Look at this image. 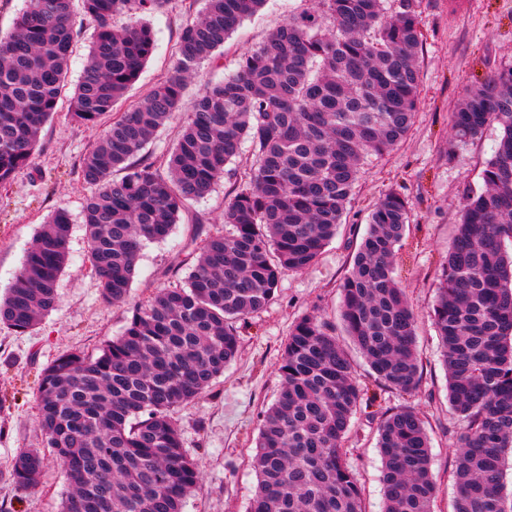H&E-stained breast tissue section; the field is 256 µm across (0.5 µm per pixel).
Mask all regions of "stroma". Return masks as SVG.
I'll return each mask as SVG.
<instances>
[{"label": "stroma", "instance_id": "1", "mask_svg": "<svg viewBox=\"0 0 512 512\" xmlns=\"http://www.w3.org/2000/svg\"><path fill=\"white\" fill-rule=\"evenodd\" d=\"M304 7V0H267L223 51L200 62L197 78L187 85L186 101H193L207 84L223 81L235 70L241 52L260 45ZM202 10L203 0H169L165 10L151 17L155 49L129 93L130 100L143 99L167 78L182 28ZM421 27L419 101L405 141L389 154L366 159L339 231L317 262L281 277L274 302L238 322V357L199 399L171 412L186 454L199 463V478L185 500L184 512H247L257 485L252 460L261 415L281 385L278 366L288 331L312 310L339 326L341 284L368 231L370 210L390 192L404 196L411 211L396 277L417 318L425 385L411 398L377 389L364 358L351 351L357 379L376 388L377 400L361 405L354 415L345 443L347 459L361 486L365 512H383L378 419L386 408L413 406L430 436L437 487L434 510L452 512L456 495L452 449L464 424L449 409L448 382L431 313L440 265L460 210L467 197L483 186L482 170L500 128L490 126L480 139L460 144L453 139L451 112L467 88L490 72L512 66V0H466L455 13L449 11L448 0H423ZM76 30L67 85L57 112L41 131L34 163L0 187V298L14 282L47 217L64 208L73 219L69 262L57 284V307L32 333L18 334L0 326V512H58L69 491L63 468L40 427L37 389L43 368L67 351H96L122 334L132 309L157 289L185 286L192 256L208 237L223 234L224 206L243 172L255 162L251 146L243 145L240 157L226 166L211 194L182 215L169 237L146 244L127 301L105 303L87 261L82 216L90 191L79 178V164L112 119L104 117L88 128L67 115L93 28L81 19ZM31 448L41 449L44 465L35 486L23 489L9 481L8 471L14 457Z\"/></svg>", "mask_w": 512, "mask_h": 512}]
</instances>
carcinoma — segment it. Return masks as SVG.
<instances>
[{
  "instance_id": "cac0c4a2",
  "label": "carcinoma",
  "mask_w": 512,
  "mask_h": 512,
  "mask_svg": "<svg viewBox=\"0 0 512 512\" xmlns=\"http://www.w3.org/2000/svg\"><path fill=\"white\" fill-rule=\"evenodd\" d=\"M74 0H27L0 35V187L29 168L57 112L76 35ZM169 0H80L94 26L69 114L95 127L139 78L155 49L144 17ZM264 0H205L183 28L177 62L83 155L88 260L103 299L126 302L144 242L163 241L208 195L249 141L256 156L224 209V234L205 240L184 288H160L96 354L69 352L41 373L37 405L47 444L71 491L60 512H183L197 483L170 417L198 399L239 352L236 322L266 309L281 275L313 265L336 235L365 157L398 146L413 124L420 82L422 0H311L235 73L187 111L164 165L142 151L180 111L197 64L224 48ZM121 14L139 19L117 29ZM501 134L448 248L432 321L448 404L465 424L453 448V512H512L503 493L512 454V67L469 89L452 113L458 142ZM410 222L388 193L341 288V319L375 381L412 397L423 367L417 321L395 277ZM72 218L42 225L7 295L0 325L31 332L58 304ZM281 387L264 412L249 512H364L343 443L367 392L336 332L317 312L291 327ZM385 512H434L430 437L411 406L377 426ZM42 456L27 450L10 477L34 484Z\"/></svg>"
}]
</instances>
